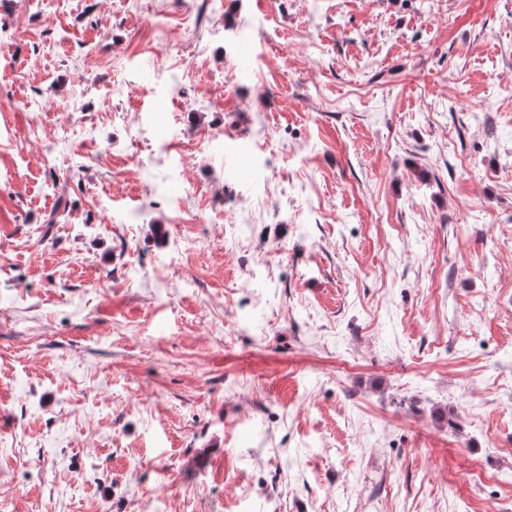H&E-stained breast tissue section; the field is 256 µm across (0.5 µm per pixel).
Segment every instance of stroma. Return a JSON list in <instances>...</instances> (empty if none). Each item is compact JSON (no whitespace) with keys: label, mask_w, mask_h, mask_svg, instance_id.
<instances>
[{"label":"stroma","mask_w":512,"mask_h":512,"mask_svg":"<svg viewBox=\"0 0 512 512\" xmlns=\"http://www.w3.org/2000/svg\"><path fill=\"white\" fill-rule=\"evenodd\" d=\"M0 512H512V0H0Z\"/></svg>","instance_id":"1"}]
</instances>
